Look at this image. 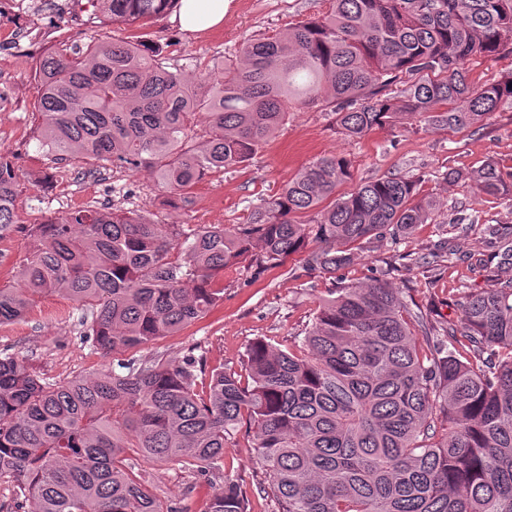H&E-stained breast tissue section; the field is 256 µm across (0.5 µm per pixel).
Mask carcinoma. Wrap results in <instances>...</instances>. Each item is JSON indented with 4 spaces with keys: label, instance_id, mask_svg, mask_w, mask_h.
<instances>
[{
    "label": "carcinoma",
    "instance_id": "cac0c4a2",
    "mask_svg": "<svg viewBox=\"0 0 512 512\" xmlns=\"http://www.w3.org/2000/svg\"><path fill=\"white\" fill-rule=\"evenodd\" d=\"M112 20L147 21L176 0H100ZM284 33L245 40L203 87L142 41L101 40L45 55L34 79L46 153L99 167L151 170L168 203L250 161L288 114L323 106L343 136L416 117L463 132L512 104V71L475 85L465 64L512 54V0H331ZM350 161L323 156L248 222L192 228L88 207L30 230L17 284L0 288V324L60 293L85 312V337L117 368L57 383L0 356V480L11 512H187L152 491L134 458L182 463L222 480L205 512H251L224 469L247 421L276 512H512V278L463 288L460 323L435 326L380 277L324 300L297 349L259 339L241 375L138 348L178 333L224 302V269L257 277L307 252L330 276L362 244L410 233L435 199L415 179L383 176L336 195ZM485 194L512 195V173H470ZM20 194L0 149V233ZM311 215V223L300 218ZM488 263L512 264V224L484 228ZM422 335L425 344L418 342Z\"/></svg>",
    "mask_w": 512,
    "mask_h": 512
}]
</instances>
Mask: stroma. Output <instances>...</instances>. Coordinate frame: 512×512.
I'll use <instances>...</instances> for the list:
<instances>
[{
  "label": "stroma",
  "instance_id": "obj_1",
  "mask_svg": "<svg viewBox=\"0 0 512 512\" xmlns=\"http://www.w3.org/2000/svg\"><path fill=\"white\" fill-rule=\"evenodd\" d=\"M329 8V0H229L223 28L191 34L182 31L173 10L127 25L112 21L94 0H0V149L10 152L21 183L18 222L0 234V286L16 282L29 253V231L47 218L94 205L145 210L162 224H243L261 198L280 192L318 157L335 154L351 161L353 183L389 174H425L419 192L440 204L434 222L420 225L412 235L365 245L346 270L347 279L385 276L402 289L405 299L432 305L434 322L459 321L460 287L488 285L478 263L485 249L483 225L512 224V200L479 193L468 178L488 161L512 171V106L491 113L476 131L433 130L410 118L356 140L337 133L328 110L293 112L249 163L199 183L176 210L169 207L165 188L146 170L129 173L110 167L91 176L83 163L54 159L40 147L34 71L49 51L65 44L134 37L158 46L164 63L191 81L211 80L245 39L286 31L292 23ZM451 168L463 172V179L444 181L443 173ZM353 183L344 184V191H351ZM454 205L479 212V225L464 235L454 231L448 223ZM444 241L457 251L451 266H405L404 255L428 254ZM336 285L334 278L308 271L300 254L257 278L241 267L225 269L223 304L184 330L141 347L140 353L162 352L178 360L195 347L208 367L240 369L254 338L290 346L319 300ZM83 332L76 304L59 294L48 295L23 319L0 325V353L24 360L57 382L111 369V357L86 343ZM253 436L252 429L241 427L226 450L224 466L247 488L252 512H272L270 501L257 492L264 472L254 458ZM137 469L166 497L183 502L188 512H203L213 490L206 477H192L174 462L157 466L141 459Z\"/></svg>",
  "mask_w": 512,
  "mask_h": 512
}]
</instances>
